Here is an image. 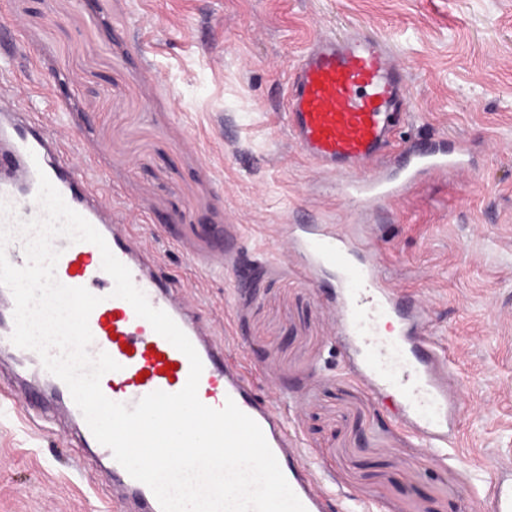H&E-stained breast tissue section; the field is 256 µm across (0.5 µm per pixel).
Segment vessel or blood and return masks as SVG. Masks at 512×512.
Segmentation results:
<instances>
[{
  "label": "vessel or blood",
  "instance_id": "1",
  "mask_svg": "<svg viewBox=\"0 0 512 512\" xmlns=\"http://www.w3.org/2000/svg\"><path fill=\"white\" fill-rule=\"evenodd\" d=\"M25 94L17 84L0 93V201L13 207L16 219L40 216L35 197L38 176L46 174L68 206L103 235L150 304L166 311L186 333L204 366L200 401L219 409L226 400H234L263 430L307 512H327L331 495L302 457L277 401L259 394L242 366L226 360L223 342L215 339L196 306L172 279L156 272L155 255L134 234L128 208L113 206L85 164L64 150L60 138L45 133L30 113L18 108ZM409 98L403 68L378 41L358 33L342 39L319 36L292 67L285 112L288 132L310 164L335 174L337 187L351 202L389 200L415 181L467 165L469 147L463 142L449 151L404 150L388 156L401 119L397 108ZM281 244L303 269H326L336 276L337 340L349 374L371 392L391 391L395 414L407 431L435 456H442L457 437L455 405L463 390L449 388L438 343L417 326L422 301L405 296L384 276L369 241L343 225L285 224ZM53 245L61 252L57 279L86 287L101 298L89 316L94 338L89 352L108 353L120 365L101 379L111 400L131 406L156 390L180 391L189 375L187 357L137 317L129 302L112 297L114 282L102 269L98 247L63 237L55 238ZM13 310L10 290L0 286V351H14L18 365L30 368L54 392L57 410L82 420L68 387L45 369L39 355L14 347ZM168 363L173 371H165ZM82 434L110 463L112 480L106 494L112 501L127 504L128 512H161L148 486L115 462L108 447L97 445L90 429ZM486 509L512 512L511 465L495 469Z\"/></svg>",
  "mask_w": 512,
  "mask_h": 512
}]
</instances>
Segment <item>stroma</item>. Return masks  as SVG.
<instances>
[{"label": "stroma", "instance_id": "stroma-1", "mask_svg": "<svg viewBox=\"0 0 512 512\" xmlns=\"http://www.w3.org/2000/svg\"><path fill=\"white\" fill-rule=\"evenodd\" d=\"M0 81L63 133L180 280L335 499L362 512H486L512 464V0H0ZM394 52L410 85L400 148L469 143L449 171L352 207L284 120L291 67L314 37L351 32ZM371 224L381 271L425 299L427 330L466 388L458 437L430 464L346 371L333 277L302 274L283 224ZM0 372V512H116L74 426L26 417Z\"/></svg>", "mask_w": 512, "mask_h": 512}]
</instances>
